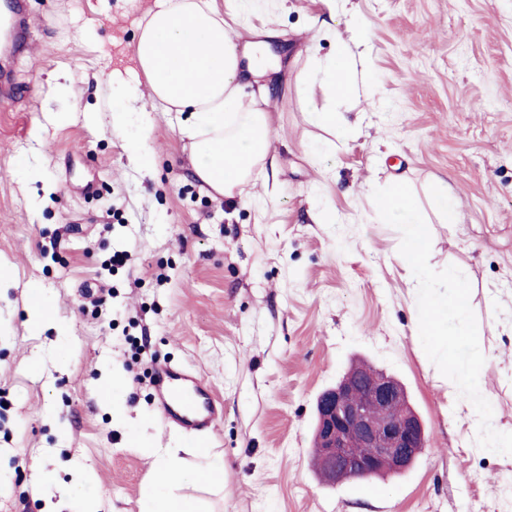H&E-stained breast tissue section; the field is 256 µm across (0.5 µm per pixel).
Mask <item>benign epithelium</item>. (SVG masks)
Returning a JSON list of instances; mask_svg holds the SVG:
<instances>
[{
	"label": "benign epithelium",
	"instance_id": "benign-epithelium-1",
	"mask_svg": "<svg viewBox=\"0 0 512 512\" xmlns=\"http://www.w3.org/2000/svg\"><path fill=\"white\" fill-rule=\"evenodd\" d=\"M315 438L325 473L337 484L404 472L425 444L405 389L383 372L345 376L330 388L318 404Z\"/></svg>",
	"mask_w": 512,
	"mask_h": 512
}]
</instances>
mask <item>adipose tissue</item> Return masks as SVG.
<instances>
[{"instance_id":"1","label":"adipose tissue","mask_w":512,"mask_h":512,"mask_svg":"<svg viewBox=\"0 0 512 512\" xmlns=\"http://www.w3.org/2000/svg\"><path fill=\"white\" fill-rule=\"evenodd\" d=\"M328 16L317 20L318 36L336 43L335 56L319 63L317 72L334 104L313 109L314 120L340 136L352 126L340 107L360 96L366 88V72L359 69L354 54L340 40L328 21L335 15L337 0H321ZM261 47L239 52L238 39L230 33L217 0H157L138 25L134 53L142 80L116 82L112 95L123 108L112 113V131L124 134L130 111L141 87H148L152 105L178 115L177 134L190 146V163L203 190L224 197L264 178L272 144L267 112L256 99L246 98L241 79L244 72L263 68ZM224 472L218 459L206 460L196 470H187L182 459L169 455L154 467V482L161 494L147 502L143 512H198L187 498L165 496L179 482L216 483Z\"/></svg>"}]
</instances>
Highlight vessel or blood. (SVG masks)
<instances>
[{
  "mask_svg": "<svg viewBox=\"0 0 512 512\" xmlns=\"http://www.w3.org/2000/svg\"><path fill=\"white\" fill-rule=\"evenodd\" d=\"M28 25L26 0H0V27L9 47H19V37ZM154 388L165 421L188 434L196 446H204L207 432L215 429L224 414L205 377L166 362L155 369Z\"/></svg>",
  "mask_w": 512,
  "mask_h": 512,
  "instance_id": "b4317fda",
  "label": "vessel or blood"
}]
</instances>
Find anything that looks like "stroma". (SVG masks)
<instances>
[{
	"instance_id": "obj_1",
	"label": "stroma",
	"mask_w": 512,
	"mask_h": 512,
	"mask_svg": "<svg viewBox=\"0 0 512 512\" xmlns=\"http://www.w3.org/2000/svg\"><path fill=\"white\" fill-rule=\"evenodd\" d=\"M28 4L29 49L12 61L22 99L0 101V512H44L45 479L67 486L83 466L99 512H141L154 456L192 445L157 409L151 373L168 359L224 406L206 442L223 486L173 488L204 512H512V455L477 445V416L425 354L401 234L367 191L410 183L430 266L464 271L497 358L479 390L493 428L512 430V0H349L336 28L383 103L344 105L361 129L343 141L311 120L326 97L302 80L334 49L313 38L320 0H217L240 49L265 40L273 55L243 80L269 91L272 165L231 198L192 176L175 113L151 115L149 175L129 157L138 123L112 132L116 102L96 77L132 68L156 0ZM439 179L458 223L432 208ZM31 288L52 313L36 331ZM358 362L403 385L426 432L414 465L372 494L312 467L316 399ZM112 372L126 379L119 413L100 394Z\"/></svg>"
}]
</instances>
